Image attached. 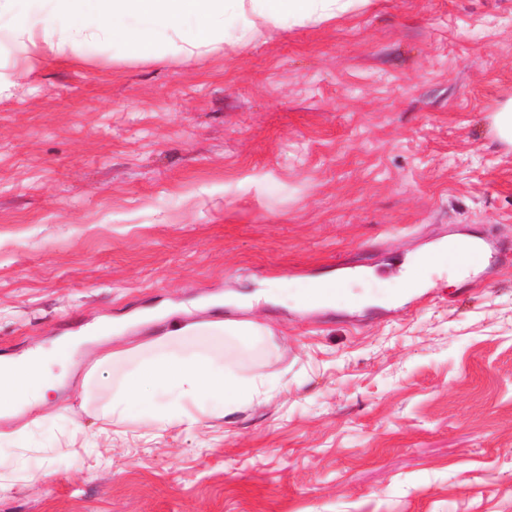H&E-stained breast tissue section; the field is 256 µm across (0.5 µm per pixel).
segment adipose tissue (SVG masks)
I'll return each mask as SVG.
<instances>
[{
  "label": "adipose tissue",
  "mask_w": 512,
  "mask_h": 512,
  "mask_svg": "<svg viewBox=\"0 0 512 512\" xmlns=\"http://www.w3.org/2000/svg\"><path fill=\"white\" fill-rule=\"evenodd\" d=\"M367 2L0 0V23H7L18 38L42 39L54 52L105 41L120 57H152L165 48L190 57L218 43H248L261 26L322 23ZM35 17L48 20L43 35L29 26ZM266 339L265 330L252 322L175 321L158 336L107 353L99 364L112 368L117 378L96 414L102 431L124 423L168 429L224 417L258 391L255 379L237 375L226 363L225 346L249 352ZM84 342V337L66 336L50 356L35 349L20 357H0V418L15 416L22 406L48 402L57 388L49 361L71 360Z\"/></svg>",
  "instance_id": "obj_1"
}]
</instances>
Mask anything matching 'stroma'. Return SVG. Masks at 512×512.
<instances>
[{
    "mask_svg": "<svg viewBox=\"0 0 512 512\" xmlns=\"http://www.w3.org/2000/svg\"><path fill=\"white\" fill-rule=\"evenodd\" d=\"M512 0H372L186 59L55 54L0 27V356L170 318L253 321L261 393L221 419L99 436L82 380L52 446L0 449V512H512V256L394 301L358 297L479 231L512 245ZM255 293L265 301L252 302ZM490 128L504 144L512 147V98L500 104L489 117ZM277 292L279 295L295 300L298 303H303L307 305H318V306H325L329 308H343L344 306L356 302L358 305H361L364 303V299L354 297L350 294H348L344 288H338L336 287V283H332L330 286H328L325 289H320L316 291L311 292H305L300 286L294 282H289L288 284L285 282L282 283V288H278ZM325 295L330 296L331 300L329 304H323V303H313L312 300H307L311 298H320Z\"/></svg>",
    "mask_w": 512,
    "mask_h": 512,
    "instance_id": "1",
    "label": "stroma"
}]
</instances>
